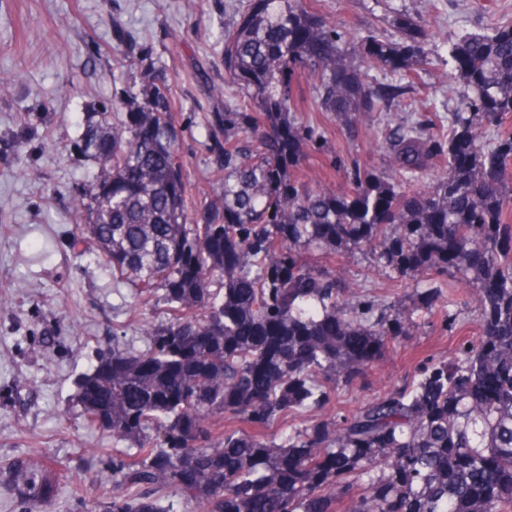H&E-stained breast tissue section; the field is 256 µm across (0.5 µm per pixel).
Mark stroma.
<instances>
[{"label":"stroma","instance_id":"obj_1","mask_svg":"<svg viewBox=\"0 0 512 512\" xmlns=\"http://www.w3.org/2000/svg\"><path fill=\"white\" fill-rule=\"evenodd\" d=\"M346 36H395L393 20L417 17L429 33L422 91L388 115L390 126L424 114L447 120L460 105L448 75L447 48L463 29L492 32L512 19V0H307ZM224 0H0V512H28L13 489L12 468L33 460L50 495L39 512H86L125 494L112 482L110 435L73 407L75 383L113 340L141 349L144 322L169 315L154 298L116 281L95 252L73 250L77 210L96 168L75 145L97 112L120 111L143 85L163 81L179 129V155L190 185L218 192L224 175L212 163L206 115L244 95L224 80ZM314 127L328 147L301 165L309 185L346 188L355 167L385 170L378 126L364 121L347 138L339 121L320 114ZM347 283L388 294L394 274L368 254L318 256ZM474 314L462 309L453 329L430 317L400 337L357 381L332 393L325 415H351L364 402L411 383L420 362L451 355L471 335Z\"/></svg>","mask_w":512,"mask_h":512}]
</instances>
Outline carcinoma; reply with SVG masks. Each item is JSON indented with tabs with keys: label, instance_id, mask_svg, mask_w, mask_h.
<instances>
[{
	"label": "carcinoma",
	"instance_id": "1",
	"mask_svg": "<svg viewBox=\"0 0 512 512\" xmlns=\"http://www.w3.org/2000/svg\"><path fill=\"white\" fill-rule=\"evenodd\" d=\"M224 12V74L251 111L208 114L224 184L194 217L164 85L94 113L78 145L98 172L73 244L95 247L112 277L172 312L143 330L144 349L116 342L77 381L86 422L136 448L112 455L129 493L106 512H173L169 490L202 512H336L338 501L343 512H512V133L481 145L486 126L512 115V22L448 44L462 97L448 127L385 130L388 170L357 168L336 192L294 174L304 147L324 145L301 121L293 79L309 76L316 111L353 135L365 115L403 103L424 29L404 15L397 40H350L303 0H225ZM364 66L390 81L367 84ZM357 250L399 288L421 275L469 279L476 336L422 362L405 389L279 444L268 427L323 409L327 383L356 380L433 311L436 288L378 305L307 260ZM88 385L110 411L82 403ZM15 481L38 507L44 490L27 470Z\"/></svg>",
	"mask_w": 512,
	"mask_h": 512
}]
</instances>
